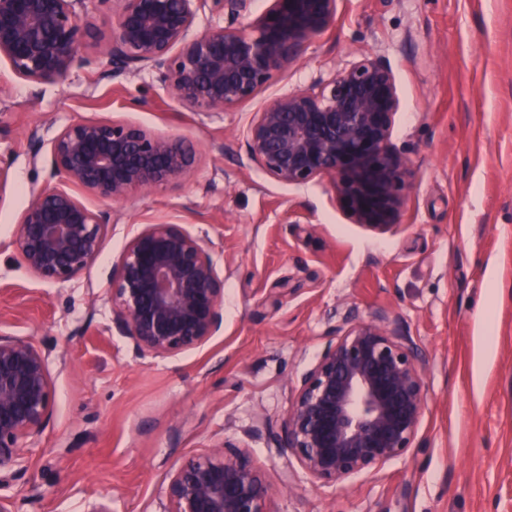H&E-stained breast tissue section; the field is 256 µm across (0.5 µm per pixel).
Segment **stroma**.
I'll return each instance as SVG.
<instances>
[{"label":"stroma","instance_id":"stroma-1","mask_svg":"<svg viewBox=\"0 0 512 512\" xmlns=\"http://www.w3.org/2000/svg\"><path fill=\"white\" fill-rule=\"evenodd\" d=\"M83 54L42 85L0 64V334L38 343L54 390L25 476L0 486L13 512H158L168 472L226 441L264 466L270 512H512V0H340L325 34L221 112L180 104L152 68L116 74L102 48ZM363 55L395 74L392 143L410 162L383 233L353 223L331 178L285 185L246 151L256 112ZM85 119L186 138L197 163L163 189L84 195L112 214L101 252L45 283L11 246L32 191L60 182L30 144ZM145 224L211 244L224 327L202 349L141 358L112 322V266ZM380 314L423 353L419 450L342 484L300 472L284 486L276 434L298 380L330 339Z\"/></svg>","mask_w":512,"mask_h":512}]
</instances>
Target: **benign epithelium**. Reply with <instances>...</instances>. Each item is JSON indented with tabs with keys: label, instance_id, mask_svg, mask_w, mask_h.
I'll return each instance as SVG.
<instances>
[{
	"label": "benign epithelium",
	"instance_id": "7a95c632",
	"mask_svg": "<svg viewBox=\"0 0 512 512\" xmlns=\"http://www.w3.org/2000/svg\"><path fill=\"white\" fill-rule=\"evenodd\" d=\"M85 0H0V63L34 83L65 79L88 62L81 48L98 32L80 24ZM112 13L105 54L112 73L145 66L181 104L218 112L249 102L274 72L332 25L339 0H269L245 28L190 35L199 9L237 19L250 0H98ZM400 97L391 66L363 55L309 90L277 97L256 113L248 157L286 185L332 178L357 224L394 226L409 192V160L392 144ZM47 156L56 187L32 193L11 242L38 280L68 282L99 255L111 222L80 198L118 201L186 179L197 162L182 137L139 125L82 120L63 127ZM112 320L142 358L203 348L224 323V279L212 247L179 224H146L113 266ZM427 407L422 352L381 316L329 341L303 374L281 424L279 447L314 485L376 472L416 448ZM53 409L46 355L29 338L0 336V484L28 469L27 439ZM270 485L246 449L225 442L168 474L161 512H269Z\"/></svg>",
	"mask_w": 512,
	"mask_h": 512
}]
</instances>
